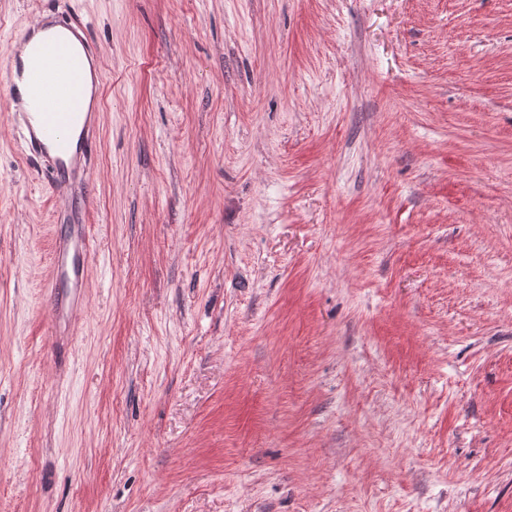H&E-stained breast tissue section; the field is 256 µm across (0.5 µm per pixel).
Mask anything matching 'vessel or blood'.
Wrapping results in <instances>:
<instances>
[{"mask_svg": "<svg viewBox=\"0 0 512 512\" xmlns=\"http://www.w3.org/2000/svg\"><path fill=\"white\" fill-rule=\"evenodd\" d=\"M7 101L22 140L45 162L46 183L58 200L88 181L96 150L97 114L83 107L86 88H99L103 72L88 27L41 18L23 29L7 52ZM90 202L80 198L67 232L53 247L49 288L86 286L92 256L87 220Z\"/></svg>", "mask_w": 512, "mask_h": 512, "instance_id": "vessel-or-blood-1", "label": "vessel or blood"}]
</instances>
